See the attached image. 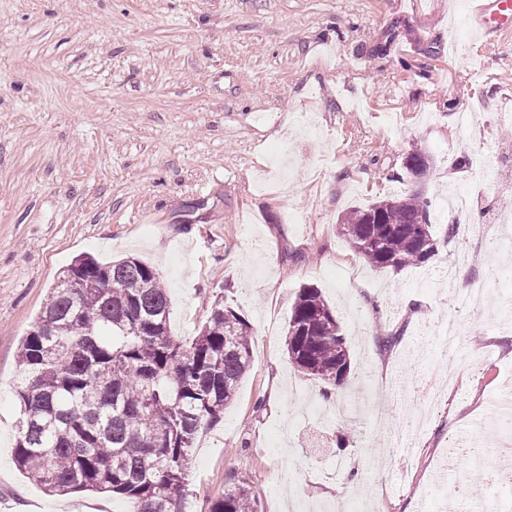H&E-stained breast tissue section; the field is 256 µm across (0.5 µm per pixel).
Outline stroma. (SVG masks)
I'll list each match as a JSON object with an SVG mask.
<instances>
[{"mask_svg":"<svg viewBox=\"0 0 512 512\" xmlns=\"http://www.w3.org/2000/svg\"><path fill=\"white\" fill-rule=\"evenodd\" d=\"M468 0H0V512H125L109 494L48 495L16 467L18 347L60 272L89 253L157 268L170 327L192 340L221 301L253 327L255 361L217 424L200 429L184 505L204 512L228 476L258 512L291 499L377 512H465L439 497L443 451L479 434L512 388V280L494 315L455 310L434 285L467 251L440 243L428 266L379 270L337 230L355 207L421 191L444 233L441 194L474 150L512 142L499 126L512 84V30L466 42ZM473 133L457 128L463 107ZM431 156L405 176L413 146ZM512 209V161L482 184L472 221ZM335 309L351 350L336 390L366 394L332 417L320 386L288 360L300 287ZM457 311V343L423 336ZM400 333L380 349L375 339ZM454 369L420 431L409 382ZM413 457L401 456L400 442Z\"/></svg>","mask_w":512,"mask_h":512,"instance_id":"stroma-1","label":"stroma"}]
</instances>
